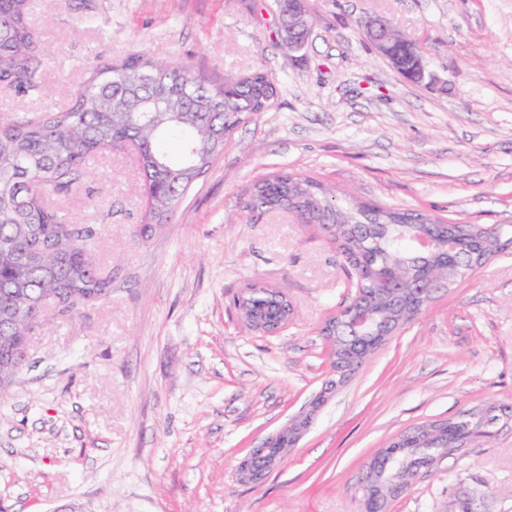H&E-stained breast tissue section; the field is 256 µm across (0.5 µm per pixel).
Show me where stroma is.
I'll return each instance as SVG.
<instances>
[{
  "label": "stroma",
  "mask_w": 512,
  "mask_h": 512,
  "mask_svg": "<svg viewBox=\"0 0 512 512\" xmlns=\"http://www.w3.org/2000/svg\"><path fill=\"white\" fill-rule=\"evenodd\" d=\"M305 47L275 41L271 0H34L41 83L0 87V120L71 105L93 69L147 53L214 82L260 68L278 95L227 141L171 219L136 236L135 150H107L68 194L92 227L101 301L47 309L0 396V512H361L366 466L406 431L495 403L389 512H512V247L436 292L335 391L287 458L240 482L251 448L307 412L330 378L328 317L355 288L330 238L286 211L250 213L260 177L311 175L353 197L512 236V0H305ZM388 17L436 81L405 79L362 23ZM285 288L266 335L233 298Z\"/></svg>",
  "instance_id": "35a3bbf8"
}]
</instances>
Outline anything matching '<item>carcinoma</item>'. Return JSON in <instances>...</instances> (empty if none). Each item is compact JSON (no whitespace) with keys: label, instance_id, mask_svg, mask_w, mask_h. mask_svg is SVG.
Listing matches in <instances>:
<instances>
[{"label":"carcinoma","instance_id":"carcinoma-1","mask_svg":"<svg viewBox=\"0 0 512 512\" xmlns=\"http://www.w3.org/2000/svg\"><path fill=\"white\" fill-rule=\"evenodd\" d=\"M305 0H273L286 21L305 15ZM31 0H0V85L18 93L36 87L38 43L29 22ZM277 96L275 80L266 71L212 87L188 68L137 53L97 66L75 94L70 107L42 116H18L0 122V394L6 393L23 369L18 339L29 334L32 320L51 294L65 309L77 290L84 296H105L109 282L97 272L89 227L69 223L45 202L63 195L86 176L92 160L105 149L140 146L137 163L143 190L150 194L138 235L147 239L165 223L178 201L202 177L224 143L253 116L266 111ZM186 140L179 161L160 149L168 136ZM253 212L288 211L302 224H315L332 238L353 271L356 294L373 314L365 326H353L349 307L328 319L324 330L330 348L332 377L326 387L344 385L376 351L377 340L396 324L413 320L435 290L460 278V272L483 265L503 249L471 224H448L436 216L402 208H386L338 196L311 176L282 172L258 180L249 195ZM414 224H428L435 246L420 250ZM457 249L448 259L446 232ZM260 315L287 310L269 297H245ZM500 420L489 404L477 413L421 425L405 439L397 456L402 471L419 459L430 461L466 438L488 433ZM396 461L377 451L368 465L363 498L374 493L375 481L390 476Z\"/></svg>","mask_w":512,"mask_h":512}]
</instances>
